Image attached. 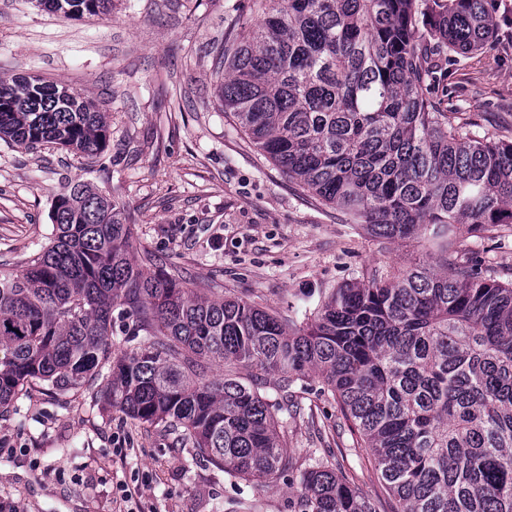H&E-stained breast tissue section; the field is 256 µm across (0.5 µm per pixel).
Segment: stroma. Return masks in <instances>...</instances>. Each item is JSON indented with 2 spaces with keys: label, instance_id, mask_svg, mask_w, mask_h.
Masks as SVG:
<instances>
[{
  "label": "stroma",
  "instance_id": "35a3bbf8",
  "mask_svg": "<svg viewBox=\"0 0 512 512\" xmlns=\"http://www.w3.org/2000/svg\"><path fill=\"white\" fill-rule=\"evenodd\" d=\"M253 0H112L109 14L67 18L31 0H0V79L37 75L93 98L111 119L104 152L88 163L52 146L0 141V272L47 245L50 210L68 182L91 183L134 227L135 259L153 253L188 287L243 298L306 322L334 289L375 268L396 272L425 254L349 223L270 162L224 111L217 87L224 42L256 20ZM512 0L494 13L496 35L447 65L432 83L441 112L512 140ZM461 256L512 282V237L463 235ZM310 374L295 391L299 416L280 418L286 452L305 460L331 447L338 470L376 501L396 503L369 449ZM165 424L109 406L99 394L28 387L0 413V512H115L122 484L138 486L134 512H240L223 470L173 452Z\"/></svg>",
  "mask_w": 512,
  "mask_h": 512
}]
</instances>
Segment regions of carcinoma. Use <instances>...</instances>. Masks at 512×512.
Segmentation results:
<instances>
[{
    "label": "carcinoma",
    "instance_id": "1",
    "mask_svg": "<svg viewBox=\"0 0 512 512\" xmlns=\"http://www.w3.org/2000/svg\"><path fill=\"white\" fill-rule=\"evenodd\" d=\"M254 0L259 19L224 47L219 100L255 146L352 224L438 254L334 290L313 319L284 322L244 299L208 297L146 254L90 184L54 200L50 242L0 274V409L39 382L95 389L142 422H166L230 480L297 486L290 512H379L315 448L286 455L276 413L318 372L393 493L396 512H512V283L459 258V225L512 227V141L436 112L430 56L492 39L488 0ZM81 18L112 0H36ZM105 113L38 77L0 79V140L94 159ZM139 346L112 356V313ZM248 370L244 377L230 367ZM274 375L267 384L263 377Z\"/></svg>",
    "mask_w": 512,
    "mask_h": 512
}]
</instances>
